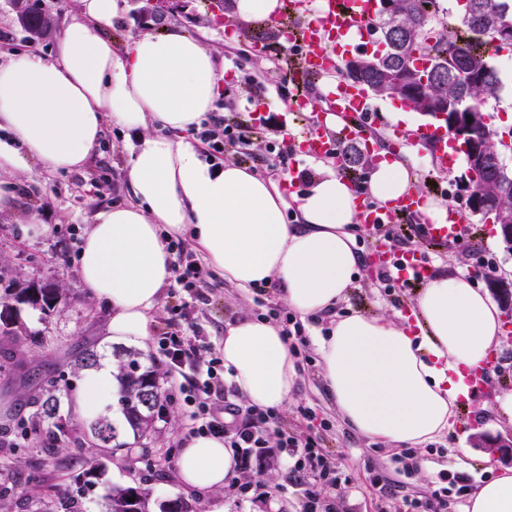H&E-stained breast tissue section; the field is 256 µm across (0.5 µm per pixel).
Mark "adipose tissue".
<instances>
[{
	"mask_svg": "<svg viewBox=\"0 0 512 512\" xmlns=\"http://www.w3.org/2000/svg\"><path fill=\"white\" fill-rule=\"evenodd\" d=\"M123 11L122 0H77L51 58L0 59V206L32 164L77 171L106 126L125 136L132 201L99 212L78 254L90 296L110 310L104 341L147 347L173 277L168 242L187 238L235 288L271 287L301 320L329 319L312 340L327 395L354 432L420 448L452 429L454 408L469 394L467 373L485 367L504 335L492 295L473 278L443 271L418 288L413 317L336 312L361 264L364 200L393 203L414 190L417 176L382 149L366 195L327 165L292 203L288 178L265 179L232 160L212 166L187 134L220 93L218 52L174 25L117 47L104 29ZM292 205L297 215H289ZM222 355L249 404L278 409L291 399L298 373L280 326L243 314L227 328ZM114 373L104 363L84 374L72 400L78 417L95 416L112 398ZM237 467L223 440L197 436L182 449L178 477L220 490ZM464 512H512V469H495L475 486Z\"/></svg>",
	"mask_w": 512,
	"mask_h": 512,
	"instance_id": "ef3b65f1",
	"label": "adipose tissue"
}]
</instances>
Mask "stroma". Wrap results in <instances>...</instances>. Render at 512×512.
Wrapping results in <instances>:
<instances>
[{
    "label": "stroma",
    "instance_id": "stroma-1",
    "mask_svg": "<svg viewBox=\"0 0 512 512\" xmlns=\"http://www.w3.org/2000/svg\"><path fill=\"white\" fill-rule=\"evenodd\" d=\"M146 6V0H126L122 20L106 27V37L121 46L141 31H163L168 23L201 36L224 58L225 92L219 97L216 115H224V106L230 102L236 112H257L274 120L265 143L253 150L251 170L275 179L291 174L294 191L308 190L318 175L315 159L291 152L272 157L268 148L301 135L317 113L327 110L329 99L323 86L307 91L313 104L311 111L290 114L298 89L287 71L277 67L271 57L270 28L239 17L229 23L214 18L209 0H176L162 24L149 17ZM53 47L50 39L30 41L17 21L12 0H0L1 54L34 52L47 56ZM378 104L380 110L371 132L382 136L389 150L402 154L423 186L434 185L445 191L446 204L456 208L467 228L479 237L475 246L464 241L428 248L432 272L448 267L466 273L490 268L493 277L512 282V250L505 248L501 239L487 240L490 221L472 214L467 205L464 160L447 165L433 144L415 142L413 129L427 123V116L417 113L411 123L397 122L393 116L398 102L382 98ZM123 146L122 133L110 127L102 148L91 155L83 169L53 173L33 167L11 210L0 212V308H13L14 327L19 333L40 334L47 339L41 348H15L10 371L0 374V462L14 463L13 469L0 472V484L11 488L14 495L29 496L33 493L32 478L38 474L52 486L53 499L81 497L86 512H103L111 488L140 481L146 482L150 490V512H161L162 504L178 497L187 500L194 512H300L302 491L310 477L305 474L298 483H289L283 464L260 471L242 469L241 483L259 488L258 493L245 498L229 489L214 494L184 485L177 476V460L184 445L186 417L176 402L167 403L152 439L126 437L125 449L106 461L102 475L89 483L80 480L79 475L89 466L91 442L82 429L83 419L74 415L69 401H62L60 412L69 417L74 433L52 461H44L20 438L19 423L27 415L23 393L30 390L35 377L49 373L77 387L81 379L72 372L76 350L90 348L104 357L112 354L111 348L100 343L108 312L90 298L78 272L77 257L79 240L95 214L130 198L124 180ZM34 211L49 226L48 234L31 231L28 220ZM358 246L364 264L346 298L337 306V313L379 314L408 306L413 289L399 285L386 288L377 278L379 266L374 251L378 241L372 231L359 235ZM32 285L62 289L63 303L45 312L18 302L17 293ZM204 293L205 302L192 306V318L202 336L216 346L223 341L227 324L242 314L275 313L283 317L289 313L273 289L244 293L212 270L205 276ZM312 334V329L305 327L289 339L298 361V380L294 396L281 410L280 418L290 431L317 436L323 454L336 462L340 478L324 487L325 496L336 503V512H403L409 503L417 504L418 512H464L469 490L489 477L490 466L512 467L511 458L490 456L482 442L486 436L512 442V426L501 425L495 418L496 398L512 393V378L489 377L488 390L465 405L460 429L406 455L402 450L371 443L342 421L327 396ZM304 408L311 410V419L302 418L300 411ZM460 444L471 454L470 466L464 471L457 468L452 454ZM421 460L429 463V470L418 468Z\"/></svg>",
    "mask_w": 512,
    "mask_h": 512
}]
</instances>
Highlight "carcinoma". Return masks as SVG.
I'll return each instance as SVG.
<instances>
[{"label":"carcinoma","mask_w":512,"mask_h":512,"mask_svg":"<svg viewBox=\"0 0 512 512\" xmlns=\"http://www.w3.org/2000/svg\"><path fill=\"white\" fill-rule=\"evenodd\" d=\"M436 0H395L386 17L374 22L384 33L382 48L363 59L359 83L368 86L377 97L399 98L417 112H477L481 121L460 139L464 157L480 147L490 157L499 154L502 135L488 122L491 103L499 99L503 84L494 64L504 50H512V40L501 33L512 32V0H461L463 12L449 19L444 6L432 9ZM18 21L33 39L51 35L50 19L39 0L16 2ZM347 169L363 165L364 152L350 144L343 152ZM470 193L480 196L482 207L475 213L494 215L495 221L512 217V168L501 162L487 168L482 181L472 184ZM17 300L52 309L61 302L57 288H24ZM0 335L14 343L40 345L39 335L19 336L10 324L0 326ZM118 362L119 405L127 432L137 440L148 438L154 430L156 411L164 396L156 373L141 366L135 355L113 352ZM41 394L29 397L30 427L25 440L51 458L66 443L68 432L59 424L62 396L70 395L72 386L60 387L53 375L39 378ZM96 453L84 477H96L103 460L120 448L118 431L106 416L95 417L88 426ZM150 490L141 486L119 487L107 496L106 512H149ZM135 501L129 502L127 498Z\"/></svg>","instance_id":"obj_1"}]
</instances>
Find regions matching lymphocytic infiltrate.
I'll return each instance as SVG.
<instances>
[{"label": "lymphocytic infiltrate", "mask_w": 512, "mask_h": 512, "mask_svg": "<svg viewBox=\"0 0 512 512\" xmlns=\"http://www.w3.org/2000/svg\"><path fill=\"white\" fill-rule=\"evenodd\" d=\"M258 134L252 121L213 119L203 123L199 136L220 154L228 148L249 145ZM159 349L168 365L170 389L188 410L189 434L223 438L245 467L265 457L270 447L285 451L294 460L292 473L305 469L317 472L319 482L306 489L302 504V512H316L324 483L336 479V466L320 453L317 440L288 433L276 410L245 404L225 389L222 358L214 355L206 361L200 359L201 338L190 320H182L178 333L162 337Z\"/></svg>", "instance_id": "f902f5d3"}]
</instances>
